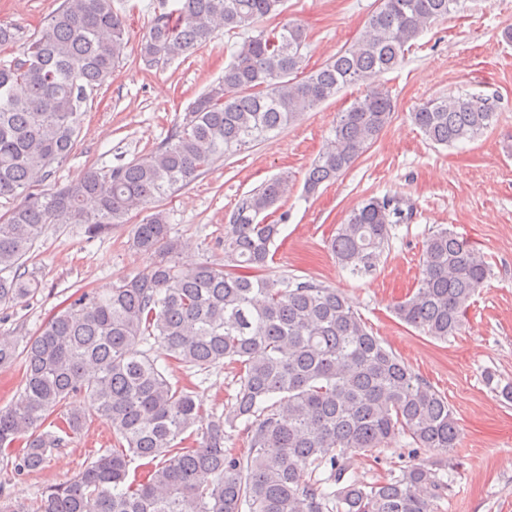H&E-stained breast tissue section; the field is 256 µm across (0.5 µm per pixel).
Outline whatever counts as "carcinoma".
Masks as SVG:
<instances>
[{"mask_svg":"<svg viewBox=\"0 0 512 512\" xmlns=\"http://www.w3.org/2000/svg\"><path fill=\"white\" fill-rule=\"evenodd\" d=\"M284 2L176 0L152 19L140 59L148 66L176 60L220 29L249 31L280 15ZM460 2L378 0L357 44L298 80L307 30L297 23L260 29L236 44L224 75L160 147L52 189L41 178L71 155L90 93L123 61L125 17L112 0H63L32 36L0 25V47L18 52L0 63V197L16 200L0 215V305L39 289L25 257L48 224H79L93 238L145 212L132 246L154 257L145 274L73 294L25 344L0 335V367L18 360L22 367V389L0 409V465L18 474L43 469L90 420L69 410L77 396L117 443L38 500H0V512H437L448 483L430 463L373 482L349 475L351 452L371 456L405 437L413 455L446 454L459 446L461 430L448 400L382 345L341 292L264 276L280 224L262 214L288 192V179L272 178L239 201L222 264L181 265L170 215L158 202L217 160L362 84L365 94L338 113L304 192L334 182L393 112L376 77ZM494 118L480 95L429 99L411 113L427 140L447 147L477 138ZM404 219L399 198H370L337 225L329 247L351 276L372 275ZM489 274L482 251L440 229L425 241L417 281L393 313L434 339L459 336ZM224 360L237 370L238 389L221 416L165 376L171 364L190 373ZM239 422L243 452L224 447L225 427ZM47 423L55 430H41Z\"/></svg>","mask_w":512,"mask_h":512,"instance_id":"cac0c4a2","label":"carcinoma"}]
</instances>
